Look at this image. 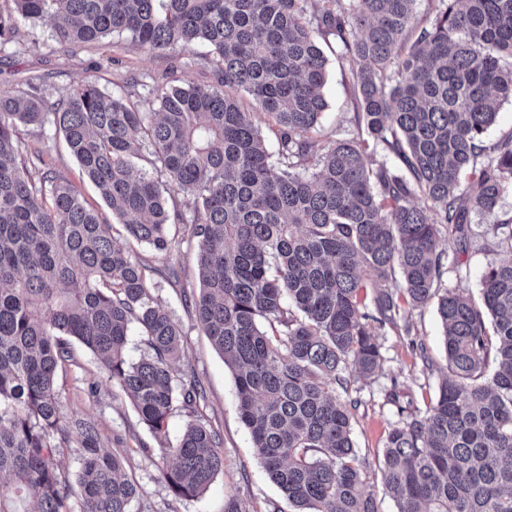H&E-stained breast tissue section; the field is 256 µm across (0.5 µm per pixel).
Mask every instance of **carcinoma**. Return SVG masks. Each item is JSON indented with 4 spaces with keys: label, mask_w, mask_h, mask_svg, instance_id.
Segmentation results:
<instances>
[{
    "label": "carcinoma",
    "mask_w": 512,
    "mask_h": 512,
    "mask_svg": "<svg viewBox=\"0 0 512 512\" xmlns=\"http://www.w3.org/2000/svg\"><path fill=\"white\" fill-rule=\"evenodd\" d=\"M12 2L0 52L19 42L20 22L49 18L65 47L204 43L218 85H150V112L92 82L58 99L44 80L0 95V512H131L138 496L98 424L61 411L72 340L159 442L174 497L197 496L222 470L223 441L196 418L197 381L175 383L182 329L128 247L166 255L176 224L189 226L201 285L188 314L234 371L260 463L298 512H378L337 389L379 368L375 330L397 325L401 305L434 299L447 365L425 411L389 432L383 485L397 512H512V218L488 230L511 259L483 272L477 299L440 289L437 250L442 230L466 242L472 217L512 189V134L483 140L512 102V0H433L430 21L417 0ZM329 36L358 89L359 141L312 136ZM28 126L63 134L125 233L49 147L28 149ZM380 145L399 166L374 164ZM133 322L145 346L136 362ZM177 407L193 420L170 447ZM69 448L73 482L60 470Z\"/></svg>",
    "instance_id": "cac0c4a2"
}]
</instances>
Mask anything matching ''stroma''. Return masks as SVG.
I'll use <instances>...</instances> for the list:
<instances>
[{
	"label": "stroma",
	"instance_id": "1",
	"mask_svg": "<svg viewBox=\"0 0 512 512\" xmlns=\"http://www.w3.org/2000/svg\"><path fill=\"white\" fill-rule=\"evenodd\" d=\"M20 30L23 46L0 52V95L15 93L26 81L38 78L49 80L59 97L82 82L96 83L110 94H123L131 78L161 83L172 73L183 86L216 81L214 68L206 59L207 50L202 46L156 55L115 39L62 48L51 38V21L33 26L24 23ZM325 55L328 108L321 118L320 132L334 133L341 138L355 137L357 129L348 121L356 110L348 65L335 50H326ZM49 145L57 169L78 187L92 208L104 218H111V211L93 184L82 178L62 136L52 135ZM509 217H512V190L503 194L494 213L474 215V235L467 249H460L455 239L440 238V251L452 260L443 276V287L478 294L484 269L508 258L507 253L492 244L486 229ZM137 252L157 268L153 294L183 330L184 352L175 365L174 375L180 381L191 378L199 381L205 393L201 407L203 419L224 440V467L196 497L175 499L160 478L159 456L145 454L146 448L156 447L155 438L140 422L127 396L101 376L93 355L78 344L73 347V365L60 373L58 379L63 414L78 413L94 418L104 437V448L124 457L125 471L139 488L131 512H224V502L232 496L239 500L243 512H293L257 460L250 432L239 415L230 368L188 317L185 304L198 299L200 288L193 249L184 244L165 256L142 245ZM170 264L182 269L179 286H170L160 276L161 269ZM376 338L382 354L379 369L368 379L352 377L347 394L348 399L357 403L352 418L354 446L372 474L382 464L388 432L400 420L396 407L385 399L386 390L398 387L412 399L414 406L425 408L435 397L438 377L424 372L418 344H425L437 363L445 361L442 325L435 305L405 309L397 327L378 331ZM92 381L98 384V392L93 396L87 391Z\"/></svg>",
	"mask_w": 512,
	"mask_h": 512
}]
</instances>
